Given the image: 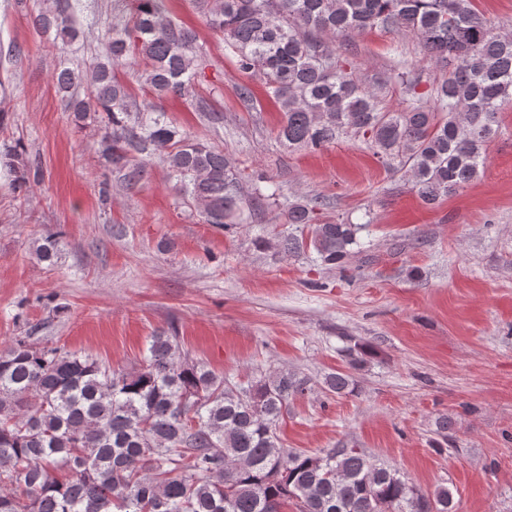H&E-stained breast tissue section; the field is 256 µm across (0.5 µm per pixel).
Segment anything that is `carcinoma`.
<instances>
[{"mask_svg": "<svg viewBox=\"0 0 512 512\" xmlns=\"http://www.w3.org/2000/svg\"><path fill=\"white\" fill-rule=\"evenodd\" d=\"M209 28L238 69L264 82L283 113L278 130L290 149L321 150L349 133L366 138L381 162L411 182L430 207L479 174L497 114L512 102V36L493 31L473 0H197ZM72 0H51L34 26L54 32L66 50L77 38ZM379 28L417 38L448 78L416 92L401 65L389 78L412 93L401 112H386L376 93L337 54ZM107 50L86 74L56 75V89L78 120L92 109L108 132L98 153L138 181L146 164L128 154L164 153L174 187L205 223H242L239 178L224 152L168 122L162 105L137 107L116 71L144 63L158 99L186 96L204 64L196 38L164 13L163 0H132L130 20L104 28ZM87 80L88 99L73 96ZM320 202L288 204L292 231L281 252L313 248L320 264L345 271L361 224L322 220ZM53 235L37 255L52 261ZM330 395L355 391L352 374L327 375ZM311 380L279 370L232 385L181 353L177 336L152 337L145 365L117 372L97 359L25 337L0 354V512H455L446 486L426 493L398 469L359 448L308 454L286 448L277 424L289 400ZM61 470L64 478L53 472Z\"/></svg>", "mask_w": 512, "mask_h": 512, "instance_id": "obj_1", "label": "carcinoma"}]
</instances>
